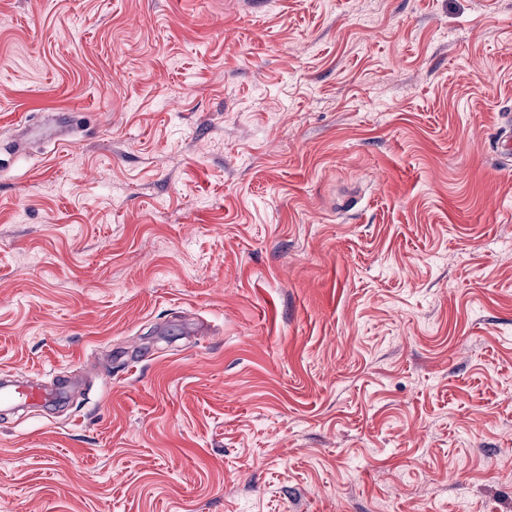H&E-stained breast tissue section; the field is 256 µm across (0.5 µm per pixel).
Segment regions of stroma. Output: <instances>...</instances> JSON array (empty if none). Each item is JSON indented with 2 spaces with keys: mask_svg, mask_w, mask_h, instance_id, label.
I'll return each instance as SVG.
<instances>
[{
  "mask_svg": "<svg viewBox=\"0 0 512 512\" xmlns=\"http://www.w3.org/2000/svg\"><path fill=\"white\" fill-rule=\"evenodd\" d=\"M511 132L512 0H0V512H512ZM50 398L51 395L46 393L44 390L21 385H17L14 391L5 392L2 390L0 393V400L3 403L15 400H23L30 403H40L45 402Z\"/></svg>",
  "mask_w": 512,
  "mask_h": 512,
  "instance_id": "1",
  "label": "stroma"
}]
</instances>
